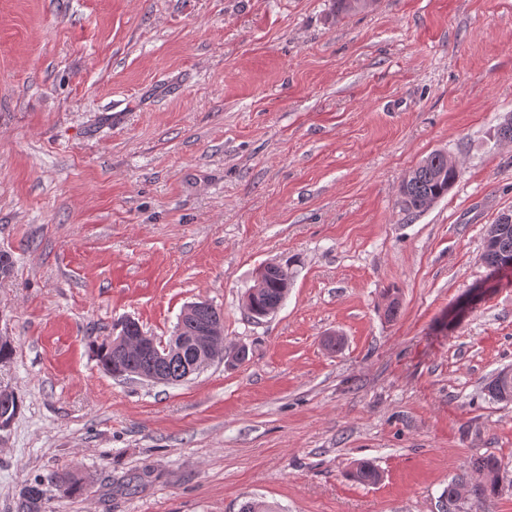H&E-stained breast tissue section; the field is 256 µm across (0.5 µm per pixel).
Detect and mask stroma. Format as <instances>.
<instances>
[{"label": "stroma", "instance_id": "obj_1", "mask_svg": "<svg viewBox=\"0 0 512 512\" xmlns=\"http://www.w3.org/2000/svg\"><path fill=\"white\" fill-rule=\"evenodd\" d=\"M332 4L0 0V387L23 400L0 512L52 471L88 491L46 486L45 512H441L480 456L506 470L482 512H512V402L486 390L512 367V272L483 260L512 212V0ZM436 150L460 177L407 214ZM267 263L293 278L256 322ZM201 299L248 361L101 368L118 321L165 343Z\"/></svg>", "mask_w": 512, "mask_h": 512}]
</instances>
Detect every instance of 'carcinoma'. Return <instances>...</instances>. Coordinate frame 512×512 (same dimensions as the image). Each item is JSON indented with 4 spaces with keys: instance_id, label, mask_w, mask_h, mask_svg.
Masks as SVG:
<instances>
[{
    "instance_id": "cac0c4a2",
    "label": "carcinoma",
    "mask_w": 512,
    "mask_h": 512,
    "mask_svg": "<svg viewBox=\"0 0 512 512\" xmlns=\"http://www.w3.org/2000/svg\"><path fill=\"white\" fill-rule=\"evenodd\" d=\"M336 14L343 15L361 11L368 7L367 0H334ZM460 176V172L448 167V160L436 151L428 155L409 173V178L402 183L400 204L404 211L421 213L438 200L448 195ZM502 225L498 246L484 252V262L493 273L503 271L512 264V215L503 214L497 220ZM292 276L288 268L283 267L279 272L267 271L261 274L258 288L247 292L244 298V308L250 311V317L257 321L275 312V308L284 301L288 289L285 288L286 278ZM212 321L224 325V315L213 304L200 308L191 316L179 320L176 331L181 336L195 334L199 323ZM100 366L107 372L117 373L119 368L133 370H149L157 365L162 367L164 375L176 380L183 373V364L179 359H170L162 364L145 354L119 356L113 350L111 343H105L97 352ZM487 391L498 401H512V382L495 380L488 384ZM472 469L482 476V479L471 489L468 499L474 512H479L482 503L498 492L504 465L494 456L479 457L472 462ZM352 477L364 484H375L379 481V472L369 461L357 463ZM55 484L69 496H80L86 491L85 479L69 472H51L36 478L21 490L20 512H42L45 495L44 485Z\"/></svg>"
}]
</instances>
